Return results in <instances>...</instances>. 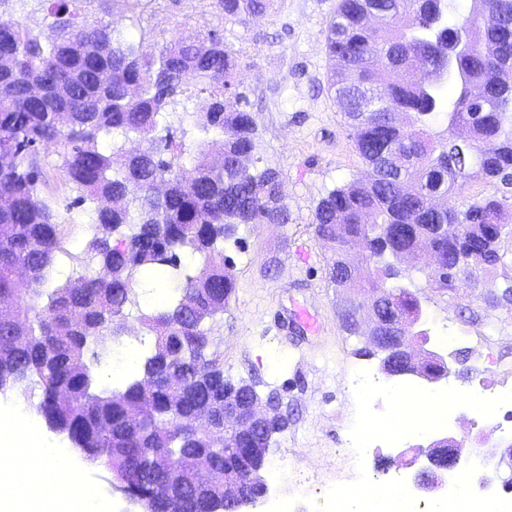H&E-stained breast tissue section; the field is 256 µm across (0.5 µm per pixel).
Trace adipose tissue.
Instances as JSON below:
<instances>
[{
    "label": "adipose tissue",
    "instance_id": "ef3b65f1",
    "mask_svg": "<svg viewBox=\"0 0 512 512\" xmlns=\"http://www.w3.org/2000/svg\"><path fill=\"white\" fill-rule=\"evenodd\" d=\"M0 447L9 455L0 463V512H73L86 496V490L76 475L63 470L56 476L62 490L45 499L31 494L30 489L41 483L45 466L53 452L37 443L34 435L15 437L10 430L0 431Z\"/></svg>",
    "mask_w": 512,
    "mask_h": 512
}]
</instances>
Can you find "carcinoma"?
<instances>
[{
    "mask_svg": "<svg viewBox=\"0 0 512 512\" xmlns=\"http://www.w3.org/2000/svg\"><path fill=\"white\" fill-rule=\"evenodd\" d=\"M67 0H54V41L25 23L0 28V391L27 382L46 427L67 437L88 460L114 469L131 491L149 495L154 512H198L199 499L224 512V485L186 482L177 498L154 495L196 456L224 468V397L245 402L254 389L224 377L211 350L216 316L235 288L225 243L251 224H286L282 180L271 167H248L257 149L252 113L242 108L232 52L212 33L202 41L172 38L150 54L104 26L74 21ZM275 0H219L224 19L263 15ZM500 22L483 43L460 52L443 80L420 81L417 67L437 72L448 35L483 26L486 7ZM335 62L330 88L352 114L364 163L392 155L367 180L329 191L315 209V235L330 243L329 279L346 291L345 262L361 246L378 273L359 285L363 298L385 300L382 316L419 322V293L397 263L412 252L436 253L448 268L446 290L476 282L502 262L499 243L512 195L491 193L458 207L474 178L512 189V0H441L434 18L422 0H340L327 30ZM194 83L212 107L176 115L169 106ZM446 126L435 129L439 118ZM154 140L151 152L126 147L130 135ZM64 149L63 172L79 196L97 203L80 257L84 273L52 285L63 252L56 202L43 197L36 148ZM453 179H448V174ZM202 259L192 276L182 255ZM161 279L164 304L140 315L155 336L127 384L102 383L87 356L104 360L125 335L126 310L138 305V276ZM391 377L405 366L370 344ZM206 408L213 427L192 425Z\"/></svg>",
    "mask_w": 512,
    "mask_h": 512,
    "instance_id": "1",
    "label": "carcinoma"
}]
</instances>
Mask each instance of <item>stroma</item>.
<instances>
[{
	"instance_id": "1",
	"label": "stroma",
	"mask_w": 512,
	"mask_h": 512,
	"mask_svg": "<svg viewBox=\"0 0 512 512\" xmlns=\"http://www.w3.org/2000/svg\"><path fill=\"white\" fill-rule=\"evenodd\" d=\"M339 0H277L273 10L246 21L225 20L217 0H71L77 20L113 28L143 51L175 37L205 39L217 32L235 56L238 90L256 122L260 164L281 177L287 224H256L241 232L230 248L235 288L212 347L224 355L225 377L255 383L261 394L278 393L288 428L277 438L270 464L282 467L274 483L295 498L293 512H310L309 499H321V482L350 478L345 440L355 415L354 370L377 372V359L357 356L361 338L348 335L334 286L328 279L331 252L314 234L315 207L331 189L366 176L354 148V135L329 88L327 24ZM52 0H0V23L25 22L46 39ZM62 149L39 147L45 180L42 195L62 207L69 254L52 277L63 283L72 274L73 253L81 251L87 229L81 210L69 209L74 196L60 169ZM503 261L479 283L459 281L444 293L415 267L404 281L422 299L432 335H460L465 364H452L449 384L468 391L481 384L512 387V305L491 304L489 293L512 279V237L502 238ZM137 314L127 318V333L113 343L98 367L107 384H116L128 366L131 349L153 343ZM90 492L86 512H129L113 492L103 466L90 463L65 436L39 426Z\"/></svg>"
}]
</instances>
